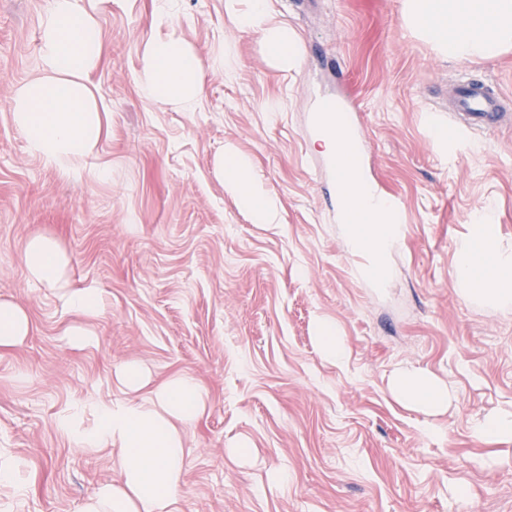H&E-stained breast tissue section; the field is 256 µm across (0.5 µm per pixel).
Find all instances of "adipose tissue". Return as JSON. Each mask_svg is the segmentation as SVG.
Listing matches in <instances>:
<instances>
[{"mask_svg":"<svg viewBox=\"0 0 512 512\" xmlns=\"http://www.w3.org/2000/svg\"><path fill=\"white\" fill-rule=\"evenodd\" d=\"M90 4L91 0H50L41 21L40 75L12 87L8 98L29 152L70 177L91 168L100 177L107 172L97 158L111 120L100 109L90 81L104 43ZM224 9L241 30L259 35L281 70L294 67L296 37L273 23L268 0H250L244 11L239 0H224ZM403 15L415 36L451 58L489 59L512 46V0H403ZM157 19L166 31L143 48L138 91L172 111H194L204 90L198 54L175 23L171 8L160 10ZM215 169L253 223H279L280 205L255 176L249 158L228 146L217 156ZM378 207V201L366 199L346 227L350 251L364 253L362 275L375 281L388 278L387 259L400 244L389 225L382 223ZM25 264L29 278L57 289L69 310L88 319L102 313L97 288L72 287L69 259L56 239L30 238ZM456 283L467 298L511 311L512 249L485 234L483 226H473L471 237L457 252ZM29 332L24 308L0 300V349L18 346ZM117 380L140 393V400L96 405L89 426L73 415L61 420L75 447L111 449L119 473L118 480L93 489L82 512H175L183 488L185 438L204 414L209 393L187 374L152 382L147 369L136 362L125 364ZM388 388L399 403L428 416L447 412L454 399L448 384L423 368L394 370Z\"/></svg>","mask_w":512,"mask_h":512,"instance_id":"adipose-tissue-1","label":"adipose tissue"}]
</instances>
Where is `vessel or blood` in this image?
I'll return each instance as SVG.
<instances>
[{
	"instance_id": "1",
	"label": "vessel or blood",
	"mask_w": 512,
	"mask_h": 512,
	"mask_svg": "<svg viewBox=\"0 0 512 512\" xmlns=\"http://www.w3.org/2000/svg\"><path fill=\"white\" fill-rule=\"evenodd\" d=\"M447 112L445 139L451 144L456 143L462 132L490 130L501 125L505 118L499 94L490 85L469 78L458 81L448 100ZM309 125L315 135H330L339 141L335 153L328 156L326 167L338 214L346 216L350 190L343 185L341 177L347 168L356 164L353 152L342 142L343 136L352 130L350 115L334 100L318 99L313 104Z\"/></svg>"
}]
</instances>
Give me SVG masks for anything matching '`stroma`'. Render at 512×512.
<instances>
[{
	"mask_svg": "<svg viewBox=\"0 0 512 512\" xmlns=\"http://www.w3.org/2000/svg\"><path fill=\"white\" fill-rule=\"evenodd\" d=\"M48 3L0 0V300L32 317L25 342L0 351V459L19 468L17 486L0 485V512H81L116 479L108 451L77 449L59 422L133 400L114 379L131 360L210 393L187 435L179 512H512V442L472 436L512 413V313L455 285L474 224L512 245V122L451 150L436 116L463 72L512 108V51L448 59L408 31L402 0H272L297 38L284 72L224 0H174L205 85L195 111L174 112L136 92L156 0H93L105 53L90 81L112 118L100 150L111 174L74 178L29 153L7 104L40 73ZM225 49L229 76L213 67ZM336 88L360 111L371 180L407 214L381 286L347 251L305 129L312 93ZM228 145L252 160L280 223H252L225 191L214 160ZM35 234L60 242L73 286L99 289L98 318L29 281ZM319 317L345 336L344 364L317 349ZM81 324L95 339L70 348L64 332ZM404 366L448 384L447 413L392 397L388 376Z\"/></svg>",
	"mask_w": 512,
	"mask_h": 512,
	"instance_id": "obj_1",
	"label": "stroma"
}]
</instances>
